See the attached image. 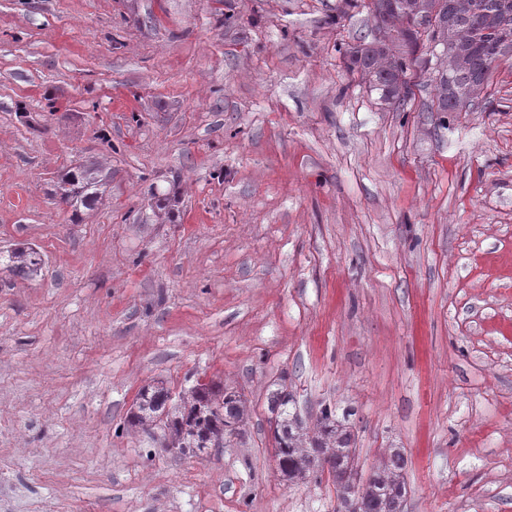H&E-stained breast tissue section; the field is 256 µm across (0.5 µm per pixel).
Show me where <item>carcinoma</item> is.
<instances>
[{
    "label": "carcinoma",
    "instance_id": "carcinoma-1",
    "mask_svg": "<svg viewBox=\"0 0 512 512\" xmlns=\"http://www.w3.org/2000/svg\"><path fill=\"white\" fill-rule=\"evenodd\" d=\"M373 12L382 36L343 52V63L360 73L369 91L387 103L407 98L405 75L425 40L441 48V56L447 59L445 68L437 71L433 112L459 111L483 91L492 68L512 55V0H377ZM431 17L436 19L435 27L422 32L421 22ZM111 184L112 172L89 162L63 176L56 193L75 212L92 210L111 192ZM2 260L25 277L36 274L42 262L30 247L0 254ZM292 404L284 384L268 394L269 410L275 414L278 468L288 481L305 479L327 467L336 480L339 512H401L407 494L403 476L407 461L401 451L390 449L378 469L357 488L350 427L325 407L310 428L290 409ZM246 418L245 402L224 391L220 383L194 385L179 404L171 403L165 387L153 386L141 393L127 427L158 428L170 448L193 457L206 448L224 447V434L240 429Z\"/></svg>",
    "mask_w": 512,
    "mask_h": 512
}]
</instances>
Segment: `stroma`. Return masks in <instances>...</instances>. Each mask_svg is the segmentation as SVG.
Here are the masks:
<instances>
[{
  "instance_id": "1",
  "label": "stroma",
  "mask_w": 512,
  "mask_h": 512,
  "mask_svg": "<svg viewBox=\"0 0 512 512\" xmlns=\"http://www.w3.org/2000/svg\"><path fill=\"white\" fill-rule=\"evenodd\" d=\"M377 36L371 0H0V251L42 258L0 265L14 505L38 472L85 512H334L277 471L282 380L359 479L403 449L404 512H512V57L458 112L415 66L398 108L339 54ZM212 380L249 407L223 447L127 429ZM111 171L89 162L68 172L57 184L56 193L74 212L81 208L93 210L111 192ZM2 260H5L19 275L25 277L37 274L42 262L39 254L30 247H18L3 255L0 253V261Z\"/></svg>"
}]
</instances>
